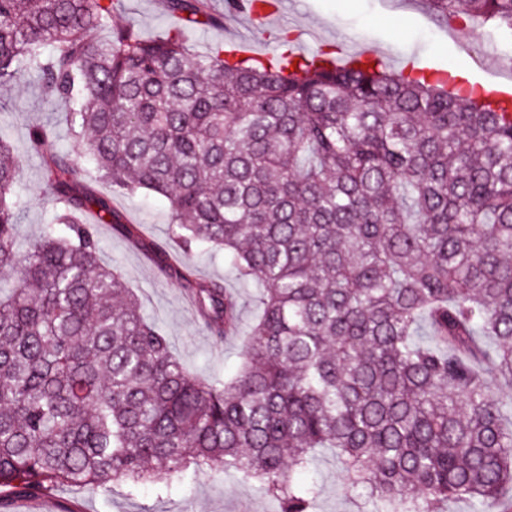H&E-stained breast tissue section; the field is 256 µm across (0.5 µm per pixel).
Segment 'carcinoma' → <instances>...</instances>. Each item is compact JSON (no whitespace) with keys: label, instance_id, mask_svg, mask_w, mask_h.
<instances>
[{"label":"carcinoma","instance_id":"carcinoma-1","mask_svg":"<svg viewBox=\"0 0 512 512\" xmlns=\"http://www.w3.org/2000/svg\"><path fill=\"white\" fill-rule=\"evenodd\" d=\"M427 2L512 38V0ZM167 4L211 22L206 0ZM121 7L0 0V88L37 74L69 105L77 155L116 191L165 198L181 251L224 253L261 312L235 375L197 378L84 215L126 238L138 226L41 125L30 147L67 233L15 249L22 167L0 139V273L15 281L0 287V493L122 482L132 497L219 466L277 512H315L305 473L330 448L374 512H512V110L380 59L260 65L132 25L99 38ZM146 249L211 335L238 331L222 283Z\"/></svg>","mask_w":512,"mask_h":512}]
</instances>
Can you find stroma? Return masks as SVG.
Segmentation results:
<instances>
[{
    "mask_svg": "<svg viewBox=\"0 0 512 512\" xmlns=\"http://www.w3.org/2000/svg\"><path fill=\"white\" fill-rule=\"evenodd\" d=\"M207 10L209 24L186 27L167 10L165 0H124L122 11L112 16L100 35L106 38L113 29L131 25L143 38L153 40L179 27L187 46L199 54L229 38H255L246 15L227 12L224 0H207ZM276 24L288 34L291 47L301 48L306 55L329 50L342 58L371 48L392 71L400 70L414 55L421 66L448 70L471 83L512 76L511 41L489 25L447 22L432 13L425 0H282ZM67 109L66 102L46 98L34 75L9 90H0V138L10 143L23 166L16 189L23 207L15 242L18 251L27 250L49 224L56 207L46 193L42 161L29 148V129L36 123L47 125L59 149L72 151L63 122ZM111 195L115 208L130 223L140 225L147 238L170 241L168 204L163 197ZM95 231L102 262L119 267L184 366L204 379L220 383L229 379L241 361L246 330L255 321L259 306L255 294L240 292L227 272L223 254L197 250L186 257L199 279H223L225 288L239 295L242 329L219 340L201 327L178 280L158 274L142 252L114 234L110 225H96ZM307 478L321 489L317 512H369L370 503L348 494L347 476L337 468L330 451L317 452ZM0 512H276V505L256 484L242 481L235 472L216 469L188 475L161 497L149 483L133 497L121 484L105 491L93 486H60L36 494L8 492L0 495Z\"/></svg>",
    "mask_w": 512,
    "mask_h": 512,
    "instance_id": "obj_1",
    "label": "stroma"
}]
</instances>
